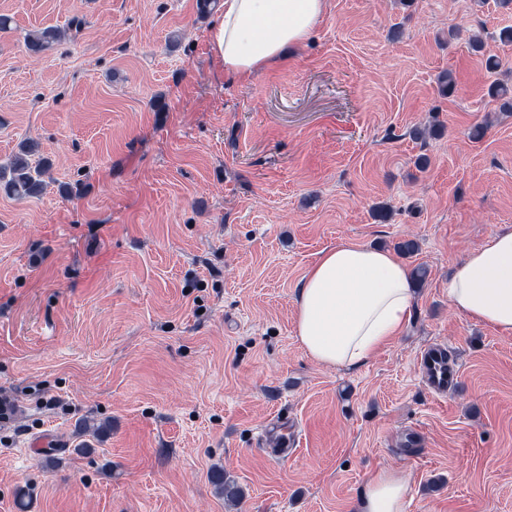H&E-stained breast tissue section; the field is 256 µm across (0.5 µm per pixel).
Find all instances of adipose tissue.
I'll list each match as a JSON object with an SVG mask.
<instances>
[{"mask_svg":"<svg viewBox=\"0 0 512 512\" xmlns=\"http://www.w3.org/2000/svg\"><path fill=\"white\" fill-rule=\"evenodd\" d=\"M328 0H223L208 30L212 56L225 75L247 80L302 44ZM459 315L512 334V227L470 249L448 279ZM413 283L392 252L343 242L320 251L295 294V330L303 350L327 367L355 371L406 328ZM407 480L395 470L372 472L355 512H406Z\"/></svg>","mask_w":512,"mask_h":512,"instance_id":"ef3b65f1","label":"adipose tissue"}]
</instances>
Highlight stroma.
<instances>
[{
  "mask_svg": "<svg viewBox=\"0 0 512 512\" xmlns=\"http://www.w3.org/2000/svg\"><path fill=\"white\" fill-rule=\"evenodd\" d=\"M0 14V162L31 139L51 165L39 197L0 191V512H354L381 468L407 512H512V334L448 300L453 267L512 226V114L488 93L512 87V6L328 0L242 83L196 0ZM47 26L66 34L31 56ZM405 239L427 276L403 334L359 371L318 364L295 333L307 268ZM433 342L460 369L444 397L417 373ZM275 420L291 456L260 445Z\"/></svg>",
  "mask_w": 512,
  "mask_h": 512,
  "instance_id": "35a3bbf8",
  "label": "stroma"
}]
</instances>
